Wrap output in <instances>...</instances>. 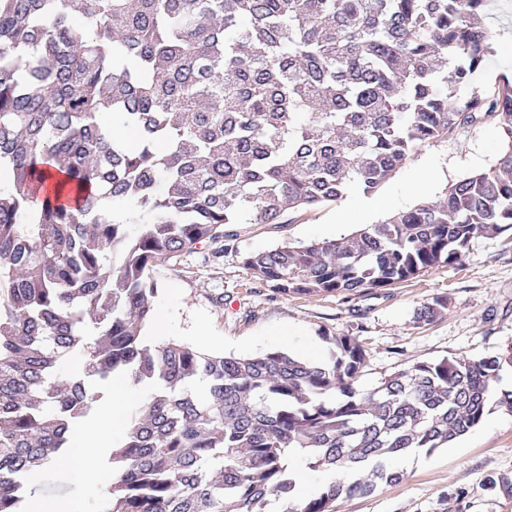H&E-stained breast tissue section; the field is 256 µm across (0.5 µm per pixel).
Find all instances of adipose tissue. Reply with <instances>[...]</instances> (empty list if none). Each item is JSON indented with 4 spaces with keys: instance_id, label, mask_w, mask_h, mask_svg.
I'll list each match as a JSON object with an SVG mask.
<instances>
[{
    "instance_id": "obj_1",
    "label": "adipose tissue",
    "mask_w": 512,
    "mask_h": 512,
    "mask_svg": "<svg viewBox=\"0 0 512 512\" xmlns=\"http://www.w3.org/2000/svg\"><path fill=\"white\" fill-rule=\"evenodd\" d=\"M140 397V387L131 376L118 374L105 393V408L93 427L76 425L73 429L70 461L78 475L91 484H105L111 475L100 454L111 447L115 434L127 421V410Z\"/></svg>"
}]
</instances>
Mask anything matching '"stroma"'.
I'll use <instances>...</instances> for the list:
<instances>
[{
  "label": "stroma",
  "instance_id": "stroma-1",
  "mask_svg": "<svg viewBox=\"0 0 512 512\" xmlns=\"http://www.w3.org/2000/svg\"><path fill=\"white\" fill-rule=\"evenodd\" d=\"M492 51L471 85L491 94L512 81V0H491L485 17ZM506 148L501 128L486 119L457 127L417 146L374 195L351 190L341 201L286 212L277 224H237L233 237L203 244L150 271L158 286L157 311L173 314L171 339L237 356L272 350L328 356L331 336L358 337L365 350L359 386L370 390L414 363L500 353L512 344V237H477L459 263L420 272L390 288L357 296L342 293L282 295L260 281L244 263L247 255L288 242L308 244L347 235L364 224L442 198L447 188L494 168ZM389 200L385 210L366 214L370 197ZM351 204L349 222L336 214ZM443 296L448 307L430 323H417L421 304ZM512 393L492 385L493 402L480 424L454 444L404 462L400 482L371 495L342 499L336 512H512V411L498 399ZM48 496L65 495L83 512H99L96 487L59 464L39 474Z\"/></svg>",
  "mask_w": 512,
  "mask_h": 512
}]
</instances>
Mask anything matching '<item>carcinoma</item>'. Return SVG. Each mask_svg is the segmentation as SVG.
<instances>
[{
    "label": "carcinoma",
    "mask_w": 512,
    "mask_h": 512,
    "mask_svg": "<svg viewBox=\"0 0 512 512\" xmlns=\"http://www.w3.org/2000/svg\"><path fill=\"white\" fill-rule=\"evenodd\" d=\"M489 0H0V512L62 459L112 375L151 389L112 447L103 512H336L477 426L495 356L416 362L357 387L365 350L226 356L149 342L154 265L226 224L370 193L419 144L485 117L497 166L337 240L251 253L281 294L357 295L512 231V83L467 98ZM80 15L90 28L74 24ZM118 116L133 143L110 129ZM129 202L139 221L113 214ZM443 296L416 309L431 322ZM78 355L84 376L62 371ZM331 480L294 500L288 451Z\"/></svg>",
    "instance_id": "cac0c4a2"
}]
</instances>
